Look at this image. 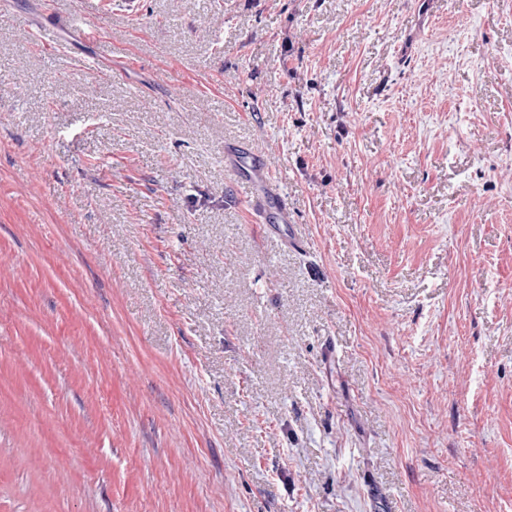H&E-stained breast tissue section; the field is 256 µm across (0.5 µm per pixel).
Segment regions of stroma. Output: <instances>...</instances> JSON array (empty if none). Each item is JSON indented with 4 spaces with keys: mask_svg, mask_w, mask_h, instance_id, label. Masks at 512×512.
<instances>
[{
    "mask_svg": "<svg viewBox=\"0 0 512 512\" xmlns=\"http://www.w3.org/2000/svg\"><path fill=\"white\" fill-rule=\"evenodd\" d=\"M45 2L0 0V512H512V0H109L54 58ZM245 171L248 173L253 189L258 192L254 197L253 204L263 211L264 201H270V196H277L279 194L278 185L272 182L266 176L264 168L254 163V161H251L248 167L245 168Z\"/></svg>",
    "mask_w": 512,
    "mask_h": 512,
    "instance_id": "stroma-1",
    "label": "stroma"
}]
</instances>
